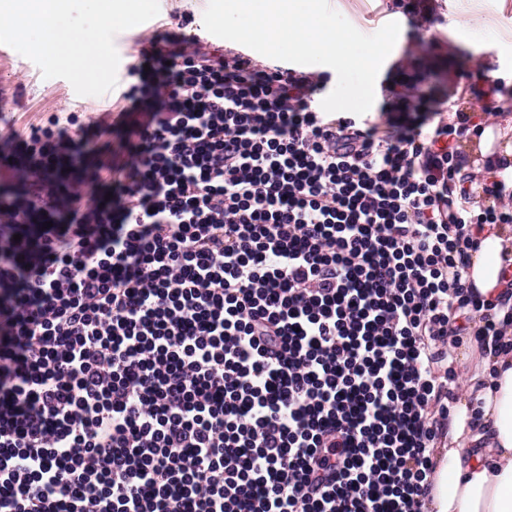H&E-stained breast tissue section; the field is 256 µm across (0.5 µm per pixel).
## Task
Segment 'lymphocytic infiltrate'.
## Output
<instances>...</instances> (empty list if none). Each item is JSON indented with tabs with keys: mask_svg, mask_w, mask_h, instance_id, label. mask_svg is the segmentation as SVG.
<instances>
[{
	"mask_svg": "<svg viewBox=\"0 0 512 512\" xmlns=\"http://www.w3.org/2000/svg\"><path fill=\"white\" fill-rule=\"evenodd\" d=\"M129 73L87 148L0 134V512H424L469 227L512 223L485 113L404 73L360 123L174 33ZM495 136L491 127H482L481 129L474 130V133L470 131L467 139L464 141L474 143L479 147V153L484 158L490 161V165L494 167V163L491 159L493 155V143Z\"/></svg>",
	"mask_w": 512,
	"mask_h": 512,
	"instance_id": "lymphocytic-infiltrate-1",
	"label": "lymphocytic infiltrate"
}]
</instances>
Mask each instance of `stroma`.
Returning <instances> with one entry per match:
<instances>
[{"instance_id":"1","label":"stroma","mask_w":512,"mask_h":512,"mask_svg":"<svg viewBox=\"0 0 512 512\" xmlns=\"http://www.w3.org/2000/svg\"><path fill=\"white\" fill-rule=\"evenodd\" d=\"M427 2L434 19L430 26L411 13L410 0H330L364 34H373L391 21L401 27L378 74L375 101L365 120L377 121L383 104L401 94L395 82L401 70L428 76L437 92L447 93L452 111L459 107L483 111L487 101L474 91L492 80L504 92L496 97L497 109L489 123L499 127L501 145L512 146V126L502 121L504 114L512 115V0H476L481 17L495 34L491 40L474 39L455 25L465 0ZM207 4L208 0H142L134 24L123 25L93 13L87 0H72L67 24L93 30L98 42L96 53L85 58L78 71L58 65L41 49L31 19L0 25V112L13 119L14 130L20 133L53 114L63 117L74 112L85 123L107 118L124 104L132 54L165 31L179 29L187 36L203 31ZM184 18L188 26L178 28ZM481 60L489 63V70L478 69Z\"/></svg>"}]
</instances>
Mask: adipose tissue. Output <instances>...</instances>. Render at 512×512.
Wrapping results in <instances>:
<instances>
[{
    "mask_svg": "<svg viewBox=\"0 0 512 512\" xmlns=\"http://www.w3.org/2000/svg\"><path fill=\"white\" fill-rule=\"evenodd\" d=\"M70 0H29L40 44L61 66H76L95 46L92 34L63 26ZM464 279L492 302L496 335L465 337L466 367L440 445L427 512H512V310L497 305L504 272H512V225L477 224Z\"/></svg>",
    "mask_w": 512,
    "mask_h": 512,
    "instance_id": "1",
    "label": "adipose tissue"
}]
</instances>
